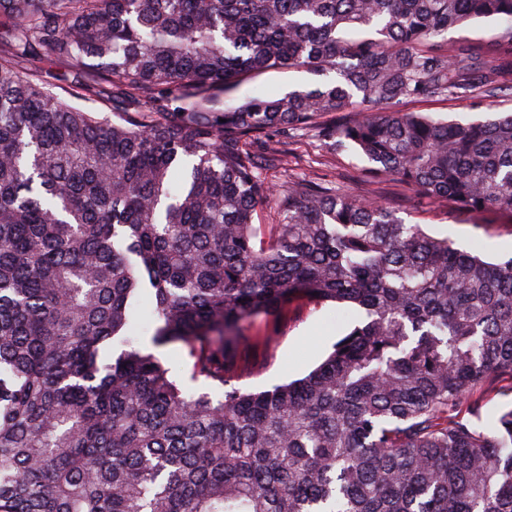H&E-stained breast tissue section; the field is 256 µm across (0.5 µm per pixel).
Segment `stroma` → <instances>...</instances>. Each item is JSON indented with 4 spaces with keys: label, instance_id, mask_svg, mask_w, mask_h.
<instances>
[{
    "label": "stroma",
    "instance_id": "obj_1",
    "mask_svg": "<svg viewBox=\"0 0 512 512\" xmlns=\"http://www.w3.org/2000/svg\"><path fill=\"white\" fill-rule=\"evenodd\" d=\"M416 112L444 114L457 120H472L485 112H511L512 93L504 91L486 107H478L470 99L415 102ZM288 172L305 178L326 179L344 192L360 197H380L397 209L400 217L412 223L426 225L428 231L449 238L465 248L480 241L486 257L512 256V214L490 210L480 214L457 211L445 204H431L411 190L400 188L391 181L373 180L367 175V164L350 150H328L315 136H300L288 154ZM351 328L342 313L329 306L310 302L295 305L286 318L257 321L249 332L269 337L270 342L253 349L252 354L263 360V368L244 378L239 385L247 390L268 389L307 375L331 351L333 345ZM143 352L154 354L167 367L182 388L201 393L205 383L194 380L192 362L186 349L178 343L155 346L147 322L135 329Z\"/></svg>",
    "mask_w": 512,
    "mask_h": 512
}]
</instances>
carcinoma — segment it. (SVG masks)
Instances as JSON below:
<instances>
[{
    "label": "carcinoma",
    "mask_w": 512,
    "mask_h": 512,
    "mask_svg": "<svg viewBox=\"0 0 512 512\" xmlns=\"http://www.w3.org/2000/svg\"><path fill=\"white\" fill-rule=\"evenodd\" d=\"M481 19L512 0H0V512H512V407L473 399L512 377V257L268 177L270 136L312 132L512 214V113L400 109L512 91V35L448 40ZM275 69L320 81L234 97ZM143 295L222 395L126 335ZM303 301L358 322L305 377L233 386L246 326Z\"/></svg>",
    "instance_id": "1"
}]
</instances>
